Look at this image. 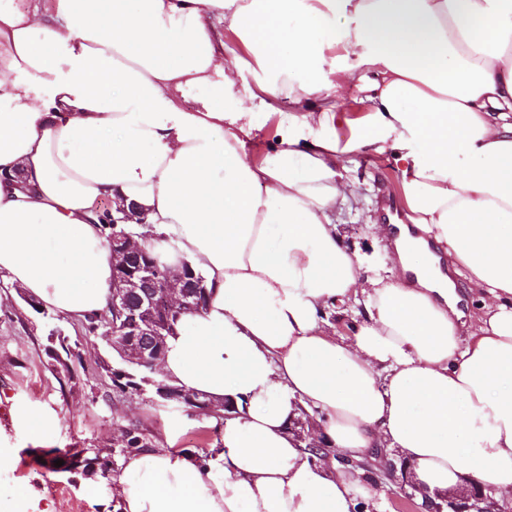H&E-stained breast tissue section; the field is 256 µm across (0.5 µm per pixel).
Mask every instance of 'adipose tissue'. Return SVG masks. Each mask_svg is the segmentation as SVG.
<instances>
[{"label": "adipose tissue", "instance_id": "obj_1", "mask_svg": "<svg viewBox=\"0 0 512 512\" xmlns=\"http://www.w3.org/2000/svg\"><path fill=\"white\" fill-rule=\"evenodd\" d=\"M347 84L370 109L342 143ZM280 99L302 110L251 159L254 111ZM366 152L407 211L378 227L392 276L332 219ZM105 201L210 292L162 378L237 407L212 457L128 456L121 512H357L376 489L350 463L379 448L426 494L512 495V0H0V279L107 312ZM350 301L346 336L322 310ZM305 411L330 455L289 431Z\"/></svg>", "mask_w": 512, "mask_h": 512}]
</instances>
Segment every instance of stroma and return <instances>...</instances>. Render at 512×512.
I'll list each match as a JSON object with an SVG mask.
<instances>
[{
    "mask_svg": "<svg viewBox=\"0 0 512 512\" xmlns=\"http://www.w3.org/2000/svg\"><path fill=\"white\" fill-rule=\"evenodd\" d=\"M347 176L354 194L337 209L334 221L367 268L386 273L392 263L376 240L374 225L385 221L387 209L401 207L395 173L385 157L367 154L349 164ZM56 327L78 343L71 361L72 388L65 392L47 368L48 336ZM107 354L105 341L85 334L81 324L44 318L15 289L0 287V512H113L117 500L111 482L49 472L39 455L52 448L103 447L131 423L145 433L171 437L178 448L199 452L216 447L208 416L157 407L142 393L114 395L109 379L96 370ZM30 413L48 420L36 442L24 430ZM20 485L27 492L23 503L13 496Z\"/></svg>",
    "mask_w": 512,
    "mask_h": 512,
    "instance_id": "stroma-1",
    "label": "stroma"
}]
</instances>
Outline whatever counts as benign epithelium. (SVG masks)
Wrapping results in <instances>:
<instances>
[{
    "instance_id": "1",
    "label": "benign epithelium",
    "mask_w": 512,
    "mask_h": 512,
    "mask_svg": "<svg viewBox=\"0 0 512 512\" xmlns=\"http://www.w3.org/2000/svg\"><path fill=\"white\" fill-rule=\"evenodd\" d=\"M111 249L114 320L108 322L105 338L127 363L155 371L166 336L173 333L166 316L177 310H201L207 288L202 280L188 276L183 264L168 266L163 273L154 267H134L143 246L132 232L112 234ZM495 505L473 488L465 496L450 495L439 502L427 497L421 508L424 512H495Z\"/></svg>"
}]
</instances>
